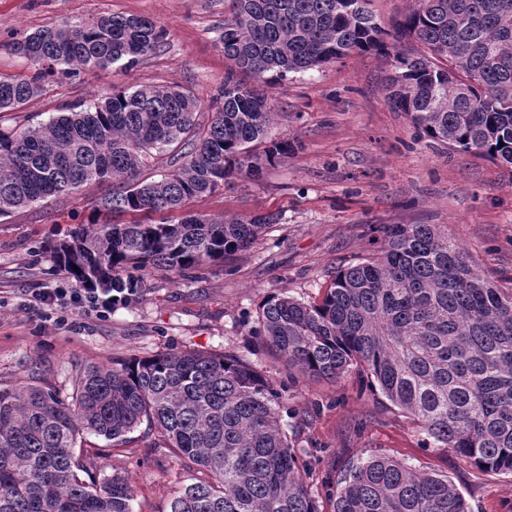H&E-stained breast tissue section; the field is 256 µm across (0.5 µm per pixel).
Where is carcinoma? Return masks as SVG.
<instances>
[{
	"label": "carcinoma",
	"instance_id": "obj_1",
	"mask_svg": "<svg viewBox=\"0 0 512 512\" xmlns=\"http://www.w3.org/2000/svg\"><path fill=\"white\" fill-rule=\"evenodd\" d=\"M224 56L230 71L207 127L185 88L156 85L96 96L24 130L0 129V216L110 182L94 215L43 249L77 284L129 304L157 270L188 276L222 266L275 224L274 215H167L213 193L232 175L257 180L295 152L268 138L275 113L257 84L305 72L386 37L421 48L392 54L385 89L423 135L512 166V0H418L386 30L370 0H228ZM166 38L158 23L112 15L65 21L4 47L27 76H0V115L53 92L58 80L134 64ZM504 146H499V142ZM161 154L178 163L158 181H129ZM376 249L331 273L319 302L268 297L261 342L290 369L336 381L370 378L427 439L479 468L512 473V290L483 274L435 224H383ZM288 398L235 353L161 351L92 365L72 392L0 386V512H135L130 481L100 478L74 448L83 434L117 445L146 421L187 467L170 512H319L295 451ZM333 512H469L439 474L374 456L343 478Z\"/></svg>",
	"mask_w": 512,
	"mask_h": 512
}]
</instances>
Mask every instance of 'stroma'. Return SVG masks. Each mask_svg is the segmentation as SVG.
Segmentation results:
<instances>
[{"instance_id": "35a3bbf8", "label": "stroma", "mask_w": 512, "mask_h": 512, "mask_svg": "<svg viewBox=\"0 0 512 512\" xmlns=\"http://www.w3.org/2000/svg\"><path fill=\"white\" fill-rule=\"evenodd\" d=\"M227 10V0H0L4 75L26 70L5 47L15 31L113 14L147 17L167 31L155 53L64 82L24 111L5 113L0 127L20 130L111 88L151 85L192 90L200 102L197 120L208 124L230 66L221 41ZM390 72V58L354 51L268 87L276 114L268 134L297 141L298 150L266 167L260 180L232 177L184 208L215 217L278 212L280 223L227 267L203 269L195 280L152 272L149 290L131 305L78 315L63 326L53 311L27 307L36 294L74 287L40 247L86 221L108 185L89 182L0 217V385L34 377L67 387L91 364L166 349L231 351L285 385L299 413L295 449L313 466L304 480L322 512H332L340 480L353 465L381 454L447 475L471 512H512L511 473L484 471L452 449L426 445L417 425L356 374L334 383L291 374L255 334L265 297L320 300L330 271L367 254L369 231L377 224L447 226L449 237L498 287L512 289V168L421 136L387 96ZM156 439V428L144 423L127 445L112 448L86 435L76 447L100 449L98 470L129 477L136 512H168L197 473L170 449L156 447Z\"/></svg>"}]
</instances>
